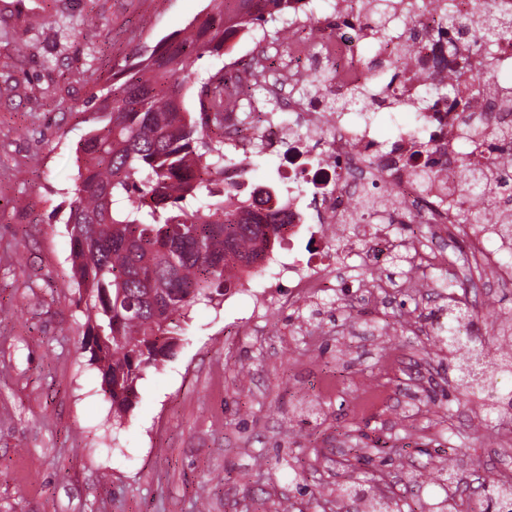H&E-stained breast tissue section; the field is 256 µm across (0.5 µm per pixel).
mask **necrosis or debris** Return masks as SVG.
<instances>
[{"label":"necrosis or debris","instance_id":"obj_1","mask_svg":"<svg viewBox=\"0 0 512 512\" xmlns=\"http://www.w3.org/2000/svg\"><path fill=\"white\" fill-rule=\"evenodd\" d=\"M311 0H294L291 11L290 52L292 66L287 80L277 82L276 91L288 105L292 128L272 124L268 145H276L281 136L295 141L288 162V188L282 197L288 209L286 243L319 231L330 236L349 231L354 241L367 243L369 253L383 258L401 249L413 258L432 265L448 261L446 241L452 234L465 237L485 266L489 278L512 284V269L500 267L501 249L488 243L486 227L460 223L458 206L450 193L460 176L449 165L459 140L462 116L448 100L430 101L425 111L417 106L425 99L434 77H444L466 69L478 71L493 67L505 86L512 85V39L500 41L493 58H486L470 37L448 40L441 36L444 12L439 0H426L404 25L402 38L380 43L378 59L404 62L400 83L382 88L377 100L381 109L417 110V121L399 127L389 140H380L373 129L370 112H326L321 105L298 95L294 80L312 67L329 70V85L335 93L368 84L373 77L359 61L356 47L371 35L366 21L344 25L350 0H336L338 23L319 38H311ZM428 143L437 161L436 175L429 185H421L416 173L425 160L417 156L420 143ZM380 183L388 191L387 200L367 197L366 187ZM428 224L434 230L436 245L417 237H392L390 227L402 221ZM280 274L288 278L293 297L303 299L320 292L327 283L328 271L319 264L302 261L296 255L274 259Z\"/></svg>","mask_w":512,"mask_h":512}]
</instances>
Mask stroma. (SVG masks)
I'll list each match as a JSON object with an SVG mask.
<instances>
[{
	"label": "stroma",
	"instance_id": "stroma-1",
	"mask_svg": "<svg viewBox=\"0 0 512 512\" xmlns=\"http://www.w3.org/2000/svg\"><path fill=\"white\" fill-rule=\"evenodd\" d=\"M211 9L209 0H0V512H336V486L380 479L403 512L472 487L411 484L458 453L467 472L512 470V423L457 387L427 315L476 308L490 355L512 287L443 294L444 269L398 289L351 286L294 304L276 268L194 309L172 357L112 419L81 347L65 221L75 149L115 73ZM262 29L192 58L193 89Z\"/></svg>",
	"mask_w": 512,
	"mask_h": 512
}]
</instances>
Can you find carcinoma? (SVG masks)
<instances>
[{
  "label": "carcinoma",
  "mask_w": 512,
  "mask_h": 512,
  "mask_svg": "<svg viewBox=\"0 0 512 512\" xmlns=\"http://www.w3.org/2000/svg\"><path fill=\"white\" fill-rule=\"evenodd\" d=\"M210 12L188 32L156 46L136 67L115 77L94 127L76 148L77 178L69 204L70 238L79 300L88 310L82 347L91 350L101 389L115 411L132 406L138 381L174 356L194 306L213 303L236 287L239 275L262 268L281 245L286 216L270 205L275 191L245 193L234 186L236 203L225 200L224 108L235 93L214 74L200 87V110L185 107L190 59L218 53L240 32L288 21L290 0H210ZM379 40L399 38L386 0H370ZM448 30L473 25L484 51L512 36V17L487 12L469 23L448 9ZM326 75L306 74L301 89L328 109ZM437 95L467 108L476 95L492 97L491 71L459 73L432 84ZM480 138L462 140L454 160L463 171L459 198L481 195L500 210L502 237L512 240V172L497 159L512 155V123L489 113ZM206 191L195 208L188 199ZM468 312L448 306L435 334L460 363L461 385L484 390L512 371V357L481 362Z\"/></svg>",
  "instance_id": "1"
}]
</instances>
